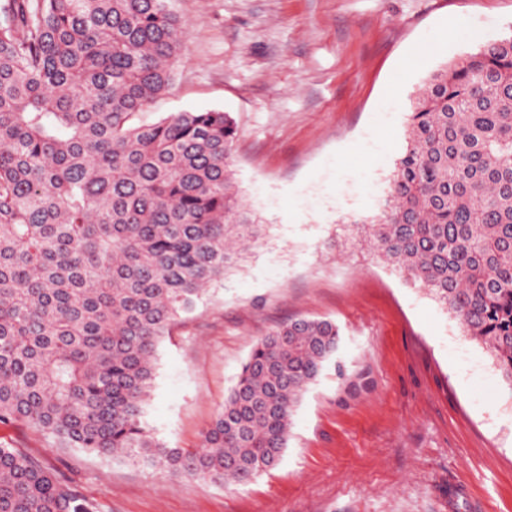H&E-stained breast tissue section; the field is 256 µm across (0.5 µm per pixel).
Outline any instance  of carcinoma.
I'll list each match as a JSON object with an SVG mask.
<instances>
[{
  "label": "carcinoma",
  "instance_id": "obj_1",
  "mask_svg": "<svg viewBox=\"0 0 512 512\" xmlns=\"http://www.w3.org/2000/svg\"><path fill=\"white\" fill-rule=\"evenodd\" d=\"M185 28L169 0L0 4V425L222 485L274 466L340 343L297 318L251 349L194 448L145 420L163 338L259 239L227 112L134 117L164 96ZM372 249L488 347L512 387V36L416 97ZM0 512H98L0 444Z\"/></svg>",
  "mask_w": 512,
  "mask_h": 512
}]
</instances>
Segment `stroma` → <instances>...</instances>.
<instances>
[{"instance_id":"35a3bbf8","label":"stroma","mask_w":512,"mask_h":512,"mask_svg":"<svg viewBox=\"0 0 512 512\" xmlns=\"http://www.w3.org/2000/svg\"><path fill=\"white\" fill-rule=\"evenodd\" d=\"M186 49L139 114L218 109L258 244L158 351L147 420L192 448L252 346L278 323L341 329L296 406L278 463L225 486L80 448L24 426L0 444L71 480L100 512H512V385L427 290L367 248L406 145L414 95L478 41L512 35V0H171Z\"/></svg>"}]
</instances>
